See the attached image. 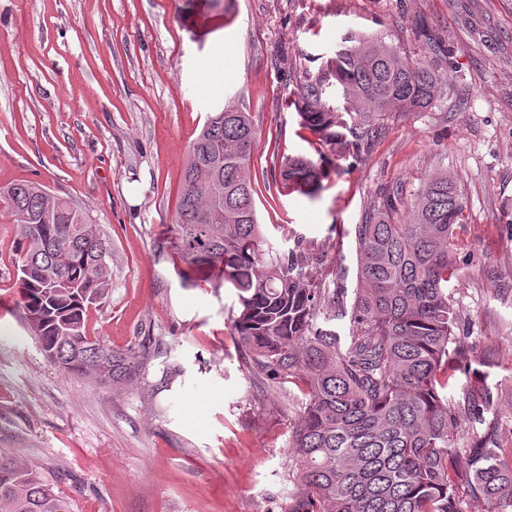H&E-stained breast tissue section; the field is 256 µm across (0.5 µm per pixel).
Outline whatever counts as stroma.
I'll use <instances>...</instances> for the list:
<instances>
[{
	"instance_id": "obj_1",
	"label": "stroma",
	"mask_w": 512,
	"mask_h": 512,
	"mask_svg": "<svg viewBox=\"0 0 512 512\" xmlns=\"http://www.w3.org/2000/svg\"><path fill=\"white\" fill-rule=\"evenodd\" d=\"M364 36L443 75L440 94L382 113L359 150L322 144L295 93ZM230 103L257 129L266 238L301 246L323 288L355 289V227L386 192L455 178L456 445L512 448V0H0V187L39 183L99 225L112 284L87 330L135 353L112 388L46 358L23 318L19 228L0 215V448L74 512H284L303 396L233 336L235 290L184 282L169 244L190 146ZM300 154L326 164L313 200L274 184Z\"/></svg>"
}]
</instances>
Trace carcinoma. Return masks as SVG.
<instances>
[{
	"mask_svg": "<svg viewBox=\"0 0 512 512\" xmlns=\"http://www.w3.org/2000/svg\"><path fill=\"white\" fill-rule=\"evenodd\" d=\"M440 75L377 39L344 48L306 74L296 111L319 140L356 146L383 112H411L438 95ZM339 87L353 115L330 106ZM257 130L249 113H210L192 143L171 248L185 279L237 292L233 333L258 368L301 387L289 438L294 467L286 512H460L458 490L512 512V464L476 435L455 446L448 390L456 384L457 275L453 229L463 197L448 172L406 203L385 194L356 225L357 288L351 304L318 287L297 248L279 251L258 224L249 175ZM325 172L304 156L280 164L279 191L316 197ZM0 211L19 226L17 267L24 319L61 370L112 387L133 352L86 330L90 306L111 285L110 246L89 214L36 183L0 188ZM350 316L343 338L318 325ZM0 512H72L68 499L22 456L0 450Z\"/></svg>",
	"mask_w": 512,
	"mask_h": 512,
	"instance_id": "cac0c4a2",
	"label": "carcinoma"
}]
</instances>
